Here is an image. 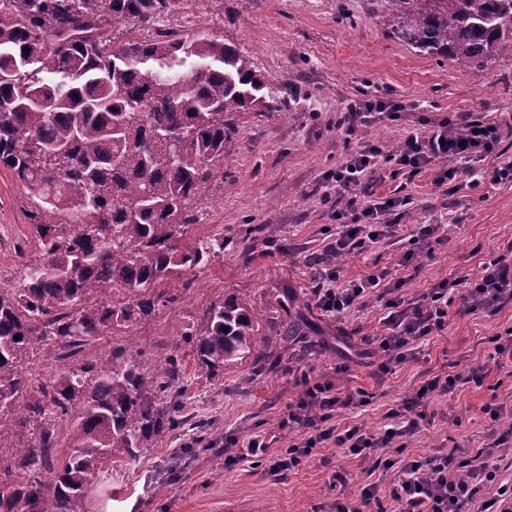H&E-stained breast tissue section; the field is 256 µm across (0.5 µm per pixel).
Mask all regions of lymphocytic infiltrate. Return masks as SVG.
I'll return each instance as SVG.
<instances>
[{
	"label": "lymphocytic infiltrate",
	"instance_id": "1",
	"mask_svg": "<svg viewBox=\"0 0 512 512\" xmlns=\"http://www.w3.org/2000/svg\"><path fill=\"white\" fill-rule=\"evenodd\" d=\"M499 138L496 123L470 112H452L431 121L427 132L409 134L396 150H384L374 141L363 142L336 171L327 175V184L335 189L344 205L336 212V240L327 245L323 256L314 259L322 280L321 287L314 291V301L322 311L336 318L368 298L384 301L388 330L375 339L382 353L377 366L379 374L390 373L395 365L405 361L414 341L444 332L453 293H460L461 310L466 314H493L512 302V240L508 241L505 254L483 262L478 276L442 280L407 302L398 295L400 283H389L390 273L385 269L341 284L339 258L365 252L394 234L393 225L387 224L383 215L387 207H401L404 201L396 198L388 205L375 202L373 188L382 178V168H389L394 178L411 177L432 162L448 159L452 166L442 171L441 181L456 180L463 172L468 173L474 187L485 178L494 183L512 181L511 159L487 173L476 168ZM484 377L483 367L477 366L465 376L442 373L429 378L412 397L386 412L387 423L376 434L358 426L342 428L336 422L340 409L367 405L371 394L358 389L342 395L331 380H307L280 422L281 428L297 434V442L270 457L264 438L257 436L249 441L245 451L228 454L225 463L231 466L248 457H263L267 460V474L279 479L306 464L314 448L330 443L342 452L372 459L374 468L386 471L393 465L390 451H403L407 438L418 433L426 421L429 396L448 394L462 381L482 384ZM484 411L494 427L475 455L444 447L433 455L405 462L388 496L397 512H512V483L501 474L503 461L512 454V426L501 427L503 414L498 406L487 405ZM332 477L340 486L332 512H385L378 483L353 487L351 475L340 467Z\"/></svg>",
	"mask_w": 512,
	"mask_h": 512
}]
</instances>
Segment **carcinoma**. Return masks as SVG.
Listing matches in <instances>:
<instances>
[{
	"label": "carcinoma",
	"mask_w": 512,
	"mask_h": 512,
	"mask_svg": "<svg viewBox=\"0 0 512 512\" xmlns=\"http://www.w3.org/2000/svg\"><path fill=\"white\" fill-rule=\"evenodd\" d=\"M170 2L0 7V167L37 202L38 245L25 277L0 288V512H84L106 463L179 427L182 348L214 378L273 346L256 341V304L228 295L177 327L173 353L152 368L125 343L36 384L29 371L41 350L66 360L174 306L181 292L163 285L224 258L222 234L184 244L193 201L224 179L236 113L280 108L248 59L205 30L112 40L109 29L150 24ZM387 3L398 39L421 51L475 68L512 52V0ZM62 422L71 446L61 455Z\"/></svg>",
	"instance_id": "1"
}]
</instances>
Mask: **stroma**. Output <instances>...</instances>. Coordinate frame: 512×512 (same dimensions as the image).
I'll use <instances>...</instances> for the list:
<instances>
[{"mask_svg":"<svg viewBox=\"0 0 512 512\" xmlns=\"http://www.w3.org/2000/svg\"><path fill=\"white\" fill-rule=\"evenodd\" d=\"M386 0H173L154 25L132 21L114 31L116 40H150L160 30L186 38L207 27L212 36L235 46L250 60L277 102L279 113L240 112L236 135L224 164V177L196 198V225L188 239L223 233V260L198 270L191 290L173 307L163 308L133 327L136 349L154 365L170 348L179 324L200 314L210 301L230 294L255 301L262 313L260 332L276 342L278 364L253 372L250 359L225 367L220 376H198L186 360L185 410L208 419L236 449L255 436L270 440L279 453L294 436L279 427L303 376H323L337 389L372 393L370 404L341 410V427L377 433L393 404L414 393L440 371L467 373L488 362L495 337L512 328V304L494 314L450 312L440 335L416 341L407 360L387 375L375 376L379 363L371 341L386 330L387 310L367 300L345 317L324 314L315 304L294 302L295 291L317 288L313 259L336 238L335 200L327 196L325 174L336 169L362 142L374 140L395 150L424 122L451 112L505 122L512 119V55L502 54L480 70L464 60L427 55L392 32ZM364 97L403 101L400 119L376 118L345 135L336 122L345 106ZM287 119H280V112ZM441 163L412 179H385L374 188L377 201L399 195L405 206L387 211L394 237L349 256L344 279L388 268L402 281V295L420 296L431 284L457 276H477L482 262L512 239V182H482L450 192L438 184ZM34 203L6 169H0V286L17 282L15 272L35 258L29 215ZM436 224L441 239L431 253L403 262L404 242L414 225ZM259 233L250 256L238 240L250 228ZM512 407V376L491 369L482 385L458 383L434 397L433 423L408 439L405 457L432 455L444 439L477 451L491 426L482 407ZM186 438L175 430L159 438L146 454L117 462L87 488L85 512H328L336 499L334 466L355 484L378 481L389 492L396 470L371 472V459L343 454L334 445L319 450L301 469L282 478L263 467L224 464V452L210 450L182 461L171 478L167 466Z\"/></svg>","mask_w":512,"mask_h":512,"instance_id":"stroma-1","label":"stroma"}]
</instances>
